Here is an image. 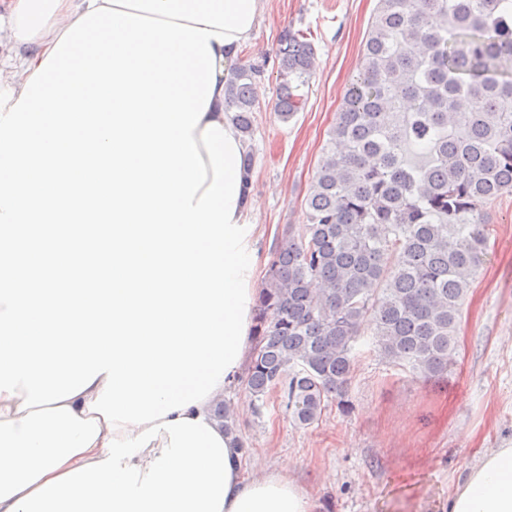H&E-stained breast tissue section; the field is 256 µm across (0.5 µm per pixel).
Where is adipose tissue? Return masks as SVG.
<instances>
[{"instance_id":"obj_1","label":"adipose tissue","mask_w":512,"mask_h":512,"mask_svg":"<svg viewBox=\"0 0 512 512\" xmlns=\"http://www.w3.org/2000/svg\"><path fill=\"white\" fill-rule=\"evenodd\" d=\"M266 0H0V86L22 94L62 35L88 11L108 7L235 35L212 41L216 83L204 125L240 132L224 111V84ZM248 365L240 359L205 402L150 423L109 430L90 412L99 375L71 399L21 409L0 396V512H316L284 470L245 461L216 407ZM252 476H245V468ZM442 512H512V446L482 454L458 478Z\"/></svg>"}]
</instances>
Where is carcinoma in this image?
<instances>
[{"mask_svg": "<svg viewBox=\"0 0 512 512\" xmlns=\"http://www.w3.org/2000/svg\"><path fill=\"white\" fill-rule=\"evenodd\" d=\"M274 110L290 120L316 70L307 35L277 39ZM512 0H377L310 182L305 224L272 251L241 378L300 426L347 406L365 327L379 355L448 374L462 308L488 242L485 207L512 192ZM259 64L234 66L224 111L253 133ZM416 146L427 159L412 164Z\"/></svg>", "mask_w": 512, "mask_h": 512, "instance_id": "carcinoma-1", "label": "carcinoma"}]
</instances>
